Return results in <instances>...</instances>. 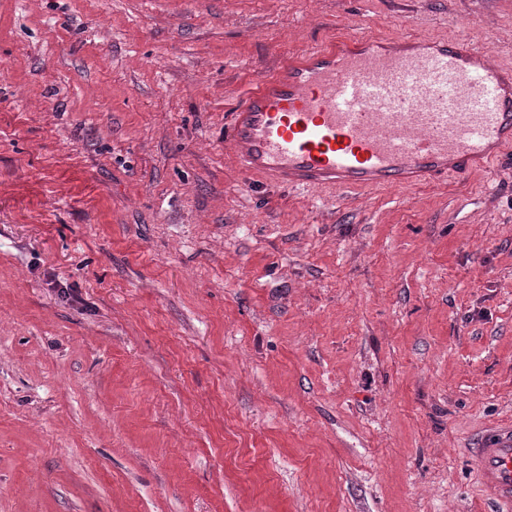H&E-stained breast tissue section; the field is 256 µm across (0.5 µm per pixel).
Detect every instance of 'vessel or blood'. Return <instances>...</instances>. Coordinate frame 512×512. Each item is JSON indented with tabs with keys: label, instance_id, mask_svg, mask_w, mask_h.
<instances>
[{
	"label": "vessel or blood",
	"instance_id": "b4317fda",
	"mask_svg": "<svg viewBox=\"0 0 512 512\" xmlns=\"http://www.w3.org/2000/svg\"><path fill=\"white\" fill-rule=\"evenodd\" d=\"M224 138L243 172L291 188L463 178L512 150V67L462 39L362 35L257 84ZM468 463L493 512H512V426Z\"/></svg>",
	"mask_w": 512,
	"mask_h": 512
}]
</instances>
